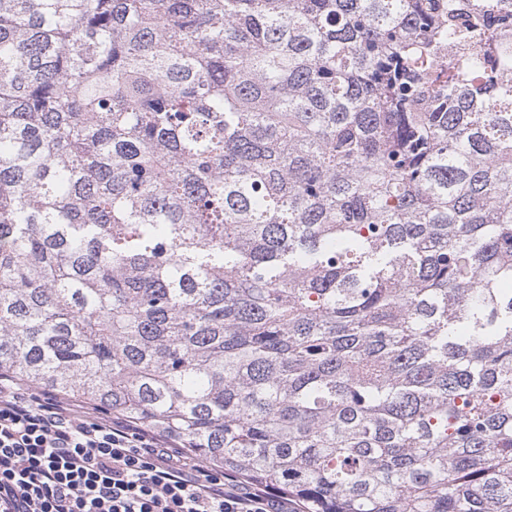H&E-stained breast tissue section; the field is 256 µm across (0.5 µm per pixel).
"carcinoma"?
<instances>
[{"label":"carcinoma","instance_id":"obj_1","mask_svg":"<svg viewBox=\"0 0 512 512\" xmlns=\"http://www.w3.org/2000/svg\"><path fill=\"white\" fill-rule=\"evenodd\" d=\"M511 30L0 0V369L304 512H512Z\"/></svg>","mask_w":512,"mask_h":512}]
</instances>
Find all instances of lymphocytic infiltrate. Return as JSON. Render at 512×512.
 I'll return each mask as SVG.
<instances>
[{
	"label": "lymphocytic infiltrate",
	"instance_id": "obj_1",
	"mask_svg": "<svg viewBox=\"0 0 512 512\" xmlns=\"http://www.w3.org/2000/svg\"><path fill=\"white\" fill-rule=\"evenodd\" d=\"M142 425L0 370V512H296Z\"/></svg>",
	"mask_w": 512,
	"mask_h": 512
}]
</instances>
